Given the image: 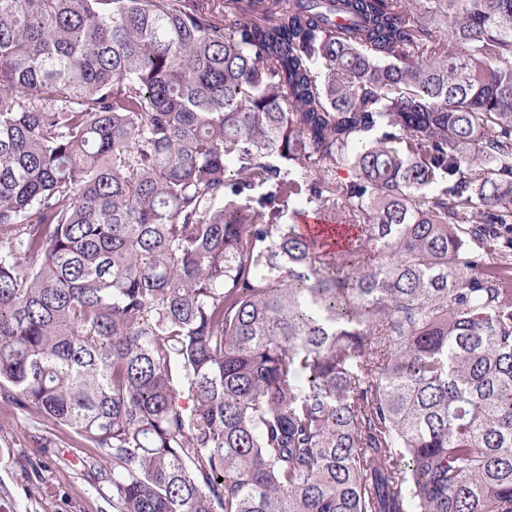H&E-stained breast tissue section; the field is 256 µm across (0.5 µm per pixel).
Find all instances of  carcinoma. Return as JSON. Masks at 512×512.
I'll use <instances>...</instances> for the list:
<instances>
[{
    "label": "carcinoma",
    "instance_id": "1",
    "mask_svg": "<svg viewBox=\"0 0 512 512\" xmlns=\"http://www.w3.org/2000/svg\"><path fill=\"white\" fill-rule=\"evenodd\" d=\"M0 394L114 512H512V0H0Z\"/></svg>",
    "mask_w": 512,
    "mask_h": 512
}]
</instances>
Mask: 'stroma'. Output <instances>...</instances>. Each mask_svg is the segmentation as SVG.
<instances>
[{"mask_svg": "<svg viewBox=\"0 0 512 512\" xmlns=\"http://www.w3.org/2000/svg\"><path fill=\"white\" fill-rule=\"evenodd\" d=\"M68 429L0 399V484L13 512H113L79 463Z\"/></svg>", "mask_w": 512, "mask_h": 512, "instance_id": "stroma-1", "label": "stroma"}]
</instances>
